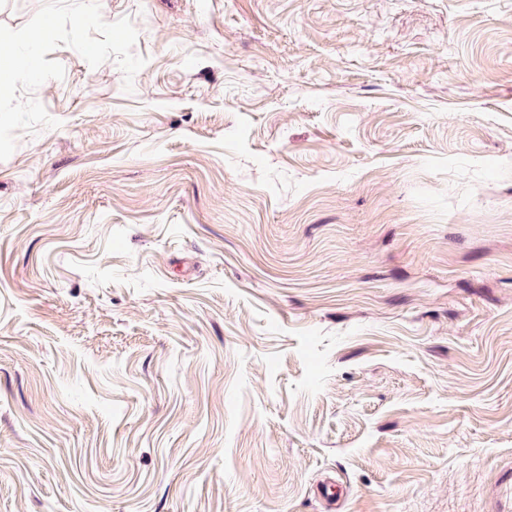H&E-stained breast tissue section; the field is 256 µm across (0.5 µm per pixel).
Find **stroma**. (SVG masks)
Returning <instances> with one entry per match:
<instances>
[{"mask_svg": "<svg viewBox=\"0 0 512 512\" xmlns=\"http://www.w3.org/2000/svg\"><path fill=\"white\" fill-rule=\"evenodd\" d=\"M0 161V512H512V0H99Z\"/></svg>", "mask_w": 512, "mask_h": 512, "instance_id": "obj_1", "label": "stroma"}]
</instances>
